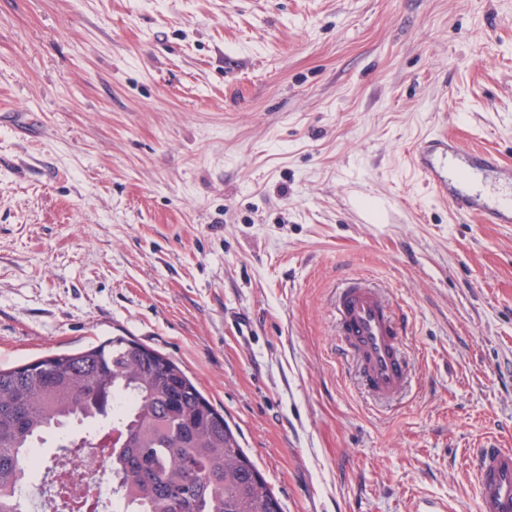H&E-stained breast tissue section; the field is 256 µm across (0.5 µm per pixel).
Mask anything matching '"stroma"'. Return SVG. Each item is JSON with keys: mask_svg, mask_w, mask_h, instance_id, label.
<instances>
[{"mask_svg": "<svg viewBox=\"0 0 512 512\" xmlns=\"http://www.w3.org/2000/svg\"><path fill=\"white\" fill-rule=\"evenodd\" d=\"M442 131L512 165V0H0V368L127 336L222 410L283 512H476L512 448V224L428 195ZM409 321L373 406L329 297ZM474 472L478 512H512V448H500L492 439L477 449Z\"/></svg>", "mask_w": 512, "mask_h": 512, "instance_id": "obj_1", "label": "stroma"}]
</instances>
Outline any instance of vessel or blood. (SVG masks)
<instances>
[{"instance_id": "b4317fda", "label": "vessel or blood", "mask_w": 512, "mask_h": 512, "mask_svg": "<svg viewBox=\"0 0 512 512\" xmlns=\"http://www.w3.org/2000/svg\"><path fill=\"white\" fill-rule=\"evenodd\" d=\"M416 172L431 191L458 214L485 224H512V167L491 151L435 134L410 153ZM336 347L355 370L361 387L374 399L389 402L410 380L406 323L384 290L369 278L345 281L333 293ZM474 472L477 512H512V448L494 440L477 449Z\"/></svg>"}]
</instances>
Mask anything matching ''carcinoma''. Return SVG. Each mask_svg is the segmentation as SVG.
Returning <instances> with one entry per match:
<instances>
[{
    "label": "carcinoma",
    "instance_id": "1",
    "mask_svg": "<svg viewBox=\"0 0 512 512\" xmlns=\"http://www.w3.org/2000/svg\"><path fill=\"white\" fill-rule=\"evenodd\" d=\"M94 432L127 512H282L229 423L172 359L119 337L0 369V512H27L17 488L30 453L55 428Z\"/></svg>",
    "mask_w": 512,
    "mask_h": 512
}]
</instances>
